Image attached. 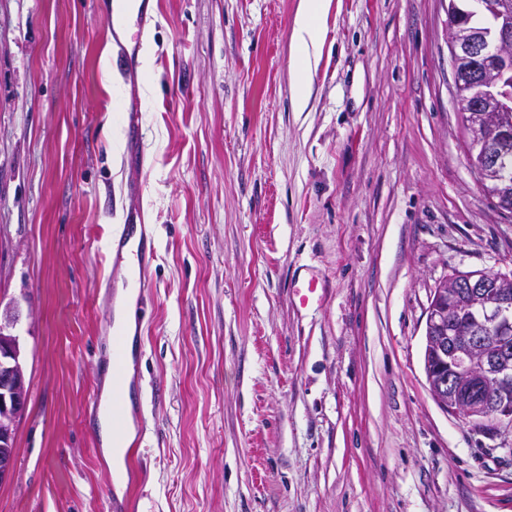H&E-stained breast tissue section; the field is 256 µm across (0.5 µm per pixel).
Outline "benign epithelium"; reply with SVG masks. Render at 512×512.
I'll list each match as a JSON object with an SVG mask.
<instances>
[{"label": "benign epithelium", "mask_w": 512, "mask_h": 512, "mask_svg": "<svg viewBox=\"0 0 512 512\" xmlns=\"http://www.w3.org/2000/svg\"><path fill=\"white\" fill-rule=\"evenodd\" d=\"M488 14L492 23L473 28L466 16ZM448 45L453 64H473L475 78L456 89L466 88L477 106L467 112L469 158L480 185L490 196L505 197L512 188V0H469L464 11L448 4ZM458 281H440L433 291L425 324L424 371L433 398L447 412L480 423L488 418L512 422V359L507 338L512 335V301L497 290H486L493 281L512 287V276L480 271L457 274ZM471 288L484 315L480 335L467 336L460 348L448 352V320L459 308L450 289L455 283ZM20 311L12 304L0 308V482L14 467L6 449L12 446L16 423L27 400L26 376L20 359V336L16 333ZM492 386L505 391L491 398L484 391Z\"/></svg>", "instance_id": "benign-epithelium-1"}]
</instances>
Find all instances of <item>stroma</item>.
<instances>
[{
    "label": "stroma",
    "instance_id": "stroma-1",
    "mask_svg": "<svg viewBox=\"0 0 512 512\" xmlns=\"http://www.w3.org/2000/svg\"><path fill=\"white\" fill-rule=\"evenodd\" d=\"M108 3L0 0V296L29 379L0 512H108L85 410L130 214L156 245L130 512H512V424L449 414L424 371L437 283L512 272L448 0H327L301 112V0H153L133 74ZM321 291L324 292L321 281L312 277L294 288L295 302L300 307H307L322 296L320 295Z\"/></svg>",
    "mask_w": 512,
    "mask_h": 512
}]
</instances>
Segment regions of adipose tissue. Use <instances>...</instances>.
I'll return each mask as SVG.
<instances>
[{
	"instance_id": "adipose-tissue-1",
	"label": "adipose tissue",
	"mask_w": 512,
	"mask_h": 512,
	"mask_svg": "<svg viewBox=\"0 0 512 512\" xmlns=\"http://www.w3.org/2000/svg\"><path fill=\"white\" fill-rule=\"evenodd\" d=\"M326 2L327 0H303L301 11L295 20L292 59L296 74L294 100L300 105L308 98L309 52L318 48L321 43L320 20L326 9Z\"/></svg>"
}]
</instances>
